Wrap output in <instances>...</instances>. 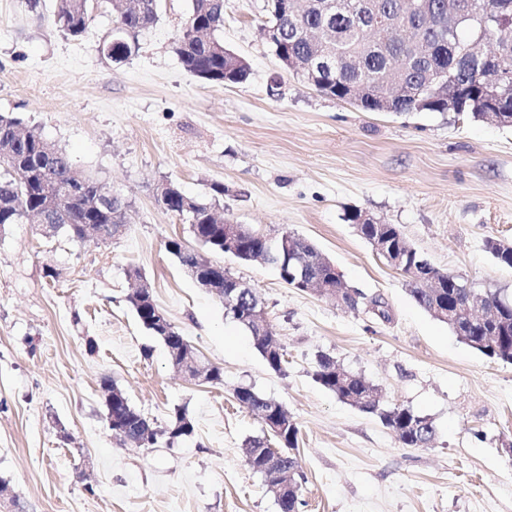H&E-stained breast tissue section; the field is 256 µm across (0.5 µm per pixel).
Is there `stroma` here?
<instances>
[{"label": "stroma", "mask_w": 512, "mask_h": 512, "mask_svg": "<svg viewBox=\"0 0 512 512\" xmlns=\"http://www.w3.org/2000/svg\"><path fill=\"white\" fill-rule=\"evenodd\" d=\"M192 0H159L139 49L113 63L102 44L112 6L86 32L0 0V113L36 127L73 165L129 203L106 244L48 239L31 220L0 231V512H279L246 464L260 435L234 398L251 386L298 427L301 512H512V365L488 360L415 305L404 277L349 220L398 225L438 268L477 293L512 295V268L485 241L512 242V128L448 112H365L281 68L265 36L269 0H224V46L249 79L203 83L172 49ZM177 184L207 198L223 184L224 218L313 241L347 286L380 297L381 320L288 287L269 264L217 260L258 289L284 354L271 369L221 302L165 249L196 241L186 218L156 203ZM180 332L224 370L218 385L176 375L163 345L126 301L130 269ZM95 352H88L87 341ZM327 354L381 392L383 407L428 415L436 438L406 448L378 415L314 379ZM111 378L158 422L186 409L194 432L173 447L119 445L101 382Z\"/></svg>", "instance_id": "35a3bbf8"}]
</instances>
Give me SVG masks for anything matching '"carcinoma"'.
<instances>
[{"mask_svg": "<svg viewBox=\"0 0 512 512\" xmlns=\"http://www.w3.org/2000/svg\"><path fill=\"white\" fill-rule=\"evenodd\" d=\"M158 0H133V7L114 17L117 28L141 33L156 20ZM272 20L267 29L273 36L275 50L286 57H296L300 68L296 76L323 94L339 100L352 91L359 94L358 107L375 111L377 97L391 93L389 72L396 69L406 85L429 98L424 110L442 112L446 109L445 94L470 86L473 91L458 101L460 112L475 120L489 119L487 110H512V96L500 93L490 96L489 85L475 79L477 71L488 74L499 71L512 74V35L502 40L500 56L483 55L472 62L466 48L491 30L500 27L512 32V0H485L482 20L466 17L453 27L439 25L438 17L448 10V0H297L291 11L283 9L284 0H271ZM192 25L184 29L174 42V52L183 67L194 76L213 84H224V69L232 66L231 82L242 84L250 75L249 64L241 57H224V42L217 32L224 26V0H193ZM92 21V7L87 0H57L54 24L71 37L81 36ZM440 73L446 85L433 91L430 78ZM55 180L75 183L76 191L65 199L49 192ZM108 190L92 177L74 168L61 148L45 139L35 128L12 115L0 113V229L20 224L31 215L56 225V234L84 243L97 244L114 239V225L127 223L126 201L104 203L100 196ZM165 210L189 219L197 243L207 251L224 253V224L215 216L212 202L186 195L176 189L163 201ZM359 234L372 242L376 236L385 238L391 258L400 257L396 267L406 279L411 299L432 317H437L435 305L448 310L464 304L481 302L482 313L476 320L462 314L445 321L456 337L497 362L512 365V298L498 292L479 295L467 287V282L437 268L428 266L426 258L403 236L397 225L362 224ZM486 250L502 265L512 268V243L489 238ZM168 253L180 265L198 264L203 274L213 276L226 288L239 287L237 278L218 262H195L194 249L176 238L165 243ZM253 261L273 265L282 281H288V254L275 249L268 239H252L244 243ZM246 305L239 313H226L243 329H248L243 317L249 302H259L257 290H244ZM128 302L135 310L142 327L159 339L166 350L171 366H179L183 354L192 353L201 361L198 349L187 340L161 309L153 293L145 299L133 293ZM254 348L276 371L285 362L283 349L273 345V337H252ZM315 380L336 397L363 411L379 414L383 423L394 431L408 448H426L435 439L432 420L410 408L397 406L389 410L380 407L378 388L364 377L346 369L334 358L321 354L314 372ZM106 419L112 433L126 444L153 448L160 442L173 446L180 438L193 433L194 425L186 410L178 408L161 426L135 408L116 382L102 384ZM234 397L253 415L279 414L287 425L277 441L285 449L284 467L288 480L299 486L296 478L297 461L291 450L297 448L298 427L281 404L264 397L252 387H238ZM262 434L245 440L244 455L250 469L259 461L251 454L265 448L270 438Z\"/></svg>", "mask_w": 512, "mask_h": 512, "instance_id": "carcinoma-1", "label": "carcinoma"}]
</instances>
